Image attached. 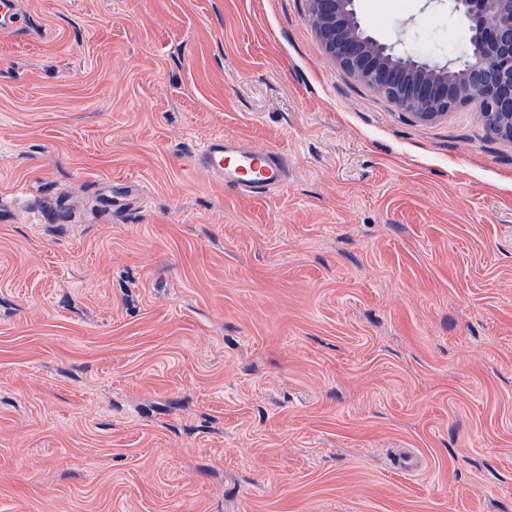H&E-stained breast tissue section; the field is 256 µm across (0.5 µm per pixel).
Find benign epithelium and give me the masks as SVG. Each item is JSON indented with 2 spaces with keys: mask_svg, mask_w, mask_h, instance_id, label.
<instances>
[{
  "mask_svg": "<svg viewBox=\"0 0 512 512\" xmlns=\"http://www.w3.org/2000/svg\"><path fill=\"white\" fill-rule=\"evenodd\" d=\"M308 21L345 72L399 110L432 120L477 101L494 135L512 141V0H450L472 38L469 52L442 65L369 33L355 0H307Z\"/></svg>",
  "mask_w": 512,
  "mask_h": 512,
  "instance_id": "benign-epithelium-1",
  "label": "benign epithelium"
}]
</instances>
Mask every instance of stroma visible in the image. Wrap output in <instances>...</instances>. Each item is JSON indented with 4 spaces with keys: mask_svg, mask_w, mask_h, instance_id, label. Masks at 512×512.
<instances>
[{
    "mask_svg": "<svg viewBox=\"0 0 512 512\" xmlns=\"http://www.w3.org/2000/svg\"><path fill=\"white\" fill-rule=\"evenodd\" d=\"M0 33V512H512V142L306 0H20ZM379 40L462 28L357 0ZM282 152L224 188L194 150ZM134 180L142 202L101 195ZM194 164L212 179L246 196L264 195L282 181L280 155L256 149L232 138H215L204 143Z\"/></svg>",
    "mask_w": 512,
    "mask_h": 512,
    "instance_id": "1",
    "label": "stroma"
}]
</instances>
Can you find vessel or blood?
Returning <instances> with one entry per match:
<instances>
[{
  "label": "vessel or blood",
  "mask_w": 512,
  "mask_h": 512,
  "mask_svg": "<svg viewBox=\"0 0 512 512\" xmlns=\"http://www.w3.org/2000/svg\"><path fill=\"white\" fill-rule=\"evenodd\" d=\"M194 164L215 181L246 196L265 194L283 177L276 151L257 149L226 137L204 143L194 156Z\"/></svg>",
  "instance_id": "1"
}]
</instances>
